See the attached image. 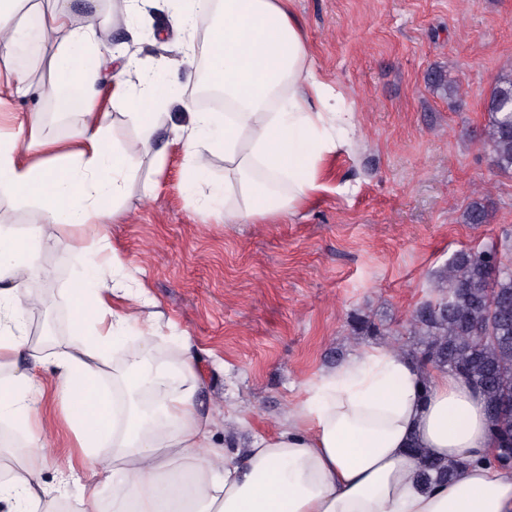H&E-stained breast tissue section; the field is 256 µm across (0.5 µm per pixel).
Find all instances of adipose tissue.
I'll list each match as a JSON object with an SVG mask.
<instances>
[{"label":"adipose tissue","mask_w":512,"mask_h":512,"mask_svg":"<svg viewBox=\"0 0 512 512\" xmlns=\"http://www.w3.org/2000/svg\"><path fill=\"white\" fill-rule=\"evenodd\" d=\"M19 0H0V97L31 93L58 115L80 114L70 138L44 131L43 116L17 117L0 128V194L36 205L39 221L24 234L0 231V421L20 422L29 445L19 461L0 450V503L8 512H35L47 496L40 473L50 441L39 426V382L34 369L47 359L30 345L26 318L39 308L40 272L23 252L63 249L80 266L73 291V334L53 361L78 454L60 468L58 492L70 497L79 473L104 475L113 489L112 512H169L189 499V512H512V469L494 461L495 442L484 398L456 375L418 369L383 345L362 349L320 372L276 432L254 436L243 464L227 462L211 441V421L194 402L196 371L182 357L168 368L139 372L158 410L129 405L116 416L100 380L131 329L155 336L159 326L141 316L147 300L136 280L114 290L91 252L113 270L123 264L104 232L106 220L137 167L135 155L114 145L99 110L104 99L121 109L143 154L163 166L153 139L168 119L185 154L190 185L207 175L211 156L224 155V183L199 209L223 203L224 224L292 217L326 188L323 165L363 139L355 113L318 76L313 48L292 11L293 0H166L168 50L154 72L129 46L105 47L94 25L77 21L67 0H33L16 19ZM205 31L210 76L224 89V109H198L183 94L195 75L198 21ZM59 40L50 59L53 77L37 84L15 66L29 41ZM169 116H162V109ZM126 301L113 305L114 295ZM111 444V456L99 453ZM461 467L448 481L423 483L421 454Z\"/></svg>","instance_id":"1"}]
</instances>
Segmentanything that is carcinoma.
I'll return each mask as SVG.
<instances>
[{
    "label": "carcinoma",
    "instance_id": "carcinoma-1",
    "mask_svg": "<svg viewBox=\"0 0 512 512\" xmlns=\"http://www.w3.org/2000/svg\"><path fill=\"white\" fill-rule=\"evenodd\" d=\"M428 84L450 97L458 87L442 70L429 74ZM490 121L482 141L502 170L512 169V68L501 71L484 98ZM490 212L480 200L463 212L466 224H485ZM414 334L426 337L412 353L421 367L435 364L473 384L482 392L492 415L497 443L495 462L512 465V267L493 249L469 250L448 266L445 290L435 301L416 309ZM454 472L425 458L419 477L424 482L445 481Z\"/></svg>",
    "mask_w": 512,
    "mask_h": 512
}]
</instances>
